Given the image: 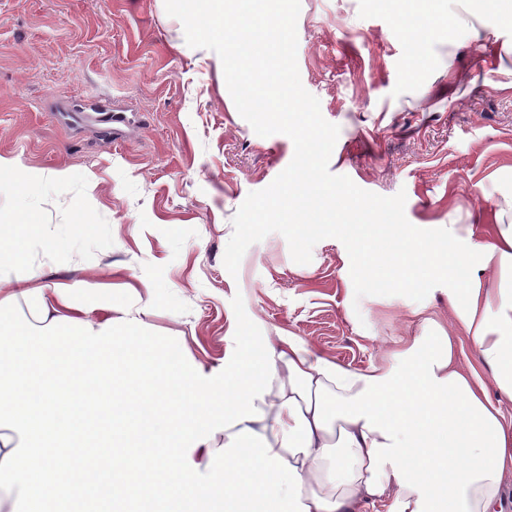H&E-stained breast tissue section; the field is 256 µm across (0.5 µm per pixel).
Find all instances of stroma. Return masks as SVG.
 Here are the masks:
<instances>
[{"label":"stroma","instance_id":"stroma-1","mask_svg":"<svg viewBox=\"0 0 512 512\" xmlns=\"http://www.w3.org/2000/svg\"><path fill=\"white\" fill-rule=\"evenodd\" d=\"M463 24L512 40L488 0H301L297 64L340 128L331 173L405 192L411 224L452 219L480 237L512 193V52L458 46ZM293 155L240 116L219 56L187 45L164 0H0V156L19 161L0 178V225L39 224L26 260L45 282L96 279L120 304L148 283L149 333L191 338L209 367L239 337L293 332L361 368L379 339L397 350L423 318L451 320L444 286L419 302L355 298L334 238L298 264L269 234L230 275L235 213Z\"/></svg>","mask_w":512,"mask_h":512}]
</instances>
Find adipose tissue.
I'll list each match as a JSON object with an SVG mask.
<instances>
[{"mask_svg": "<svg viewBox=\"0 0 512 512\" xmlns=\"http://www.w3.org/2000/svg\"><path fill=\"white\" fill-rule=\"evenodd\" d=\"M451 255L448 324L353 368L294 333L258 337L214 369L145 333L151 296L43 280L27 234L0 231V491L75 512L96 485L78 449L112 450L113 512H504L512 474V221L475 238L420 225ZM479 362L459 363L462 338Z\"/></svg>", "mask_w": 512, "mask_h": 512, "instance_id": "ef3b65f1", "label": "adipose tissue"}]
</instances>
